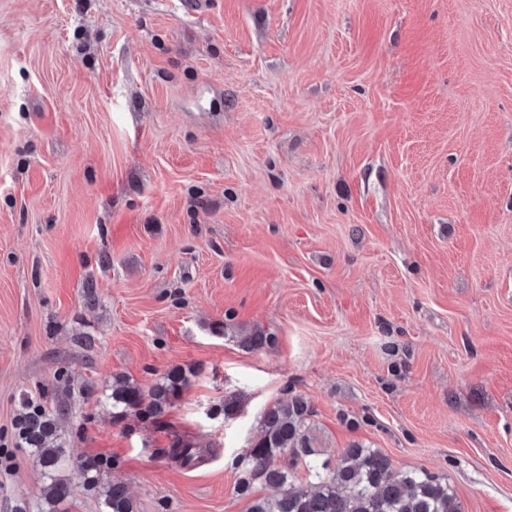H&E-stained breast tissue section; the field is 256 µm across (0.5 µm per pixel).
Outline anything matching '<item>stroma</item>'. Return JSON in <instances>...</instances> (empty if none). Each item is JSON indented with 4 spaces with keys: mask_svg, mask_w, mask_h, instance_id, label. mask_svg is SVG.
Masks as SVG:
<instances>
[{
    "mask_svg": "<svg viewBox=\"0 0 512 512\" xmlns=\"http://www.w3.org/2000/svg\"><path fill=\"white\" fill-rule=\"evenodd\" d=\"M176 366L167 417L113 416ZM294 395L323 458L512 512V0H0V512L42 500L31 404L60 512H102L89 457L137 512H247ZM57 425L54 417L41 409L27 410L20 423V434L32 449L34 463L44 483L43 506L39 512H54L56 505L70 495L68 479L61 475L67 466L64 448L57 444ZM169 454L179 460L183 466H194L202 459L196 444L181 438H177L173 442Z\"/></svg>",
    "mask_w": 512,
    "mask_h": 512,
    "instance_id": "35a3bbf8",
    "label": "stroma"
}]
</instances>
